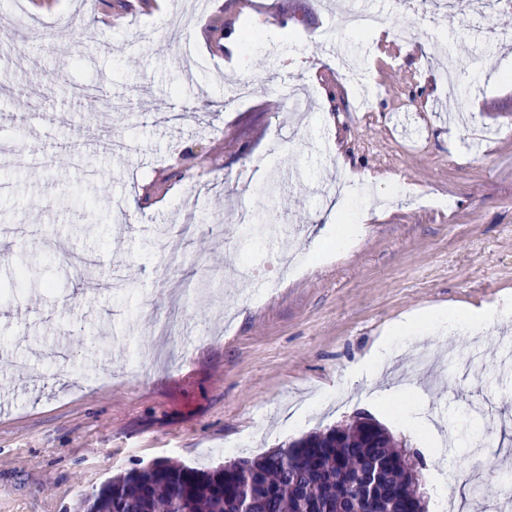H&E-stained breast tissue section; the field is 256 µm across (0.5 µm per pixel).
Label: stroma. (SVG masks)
Segmentation results:
<instances>
[{"mask_svg": "<svg viewBox=\"0 0 512 512\" xmlns=\"http://www.w3.org/2000/svg\"><path fill=\"white\" fill-rule=\"evenodd\" d=\"M347 2L0 0V24L56 27L0 45V146L49 159L0 156V512H85L126 470H207L357 416L421 459L428 512L458 494L481 510L459 444L475 408L489 465L512 472V324L397 336L376 384L363 372L404 315L512 302V12L363 0L383 30L357 35ZM248 24L262 44L231 57ZM340 54L376 86L370 111ZM452 57L480 92L450 93ZM231 206L265 220L227 227ZM17 264L47 287L13 284ZM423 351L433 368L409 380Z\"/></svg>", "mask_w": 512, "mask_h": 512, "instance_id": "stroma-1", "label": "stroma"}]
</instances>
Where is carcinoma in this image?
Returning <instances> with one entry per match:
<instances>
[{
	"instance_id": "carcinoma-1",
	"label": "carcinoma",
	"mask_w": 512,
	"mask_h": 512,
	"mask_svg": "<svg viewBox=\"0 0 512 512\" xmlns=\"http://www.w3.org/2000/svg\"><path fill=\"white\" fill-rule=\"evenodd\" d=\"M86 502L87 512H426L415 463L387 429L358 419L211 470L131 469Z\"/></svg>"
}]
</instances>
